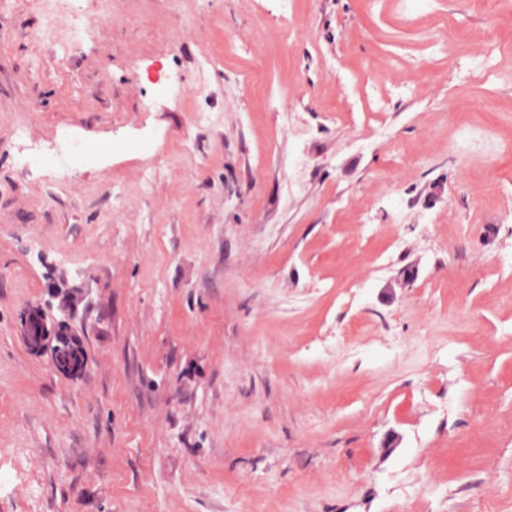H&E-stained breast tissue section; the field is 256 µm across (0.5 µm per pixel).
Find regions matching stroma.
I'll list each match as a JSON object with an SVG mask.
<instances>
[{
    "label": "stroma",
    "instance_id": "1",
    "mask_svg": "<svg viewBox=\"0 0 512 512\" xmlns=\"http://www.w3.org/2000/svg\"><path fill=\"white\" fill-rule=\"evenodd\" d=\"M0 512H512V12L6 0ZM55 297L61 317L49 316L42 305L28 306L19 317L20 336L30 351L46 353L56 372L76 378L84 373L86 366L74 364L71 356L83 350L82 341L71 324L69 294L56 290Z\"/></svg>",
    "mask_w": 512,
    "mask_h": 512
}]
</instances>
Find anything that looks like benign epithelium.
I'll return each mask as SVG.
<instances>
[{
	"instance_id": "1",
	"label": "benign epithelium",
	"mask_w": 512,
	"mask_h": 512,
	"mask_svg": "<svg viewBox=\"0 0 512 512\" xmlns=\"http://www.w3.org/2000/svg\"><path fill=\"white\" fill-rule=\"evenodd\" d=\"M55 297L60 317L48 315L39 304L31 305L20 314V336L30 351L47 354L56 372L76 378L84 373V369L73 363L72 356L83 350L82 341L71 324L69 294L57 290Z\"/></svg>"
}]
</instances>
